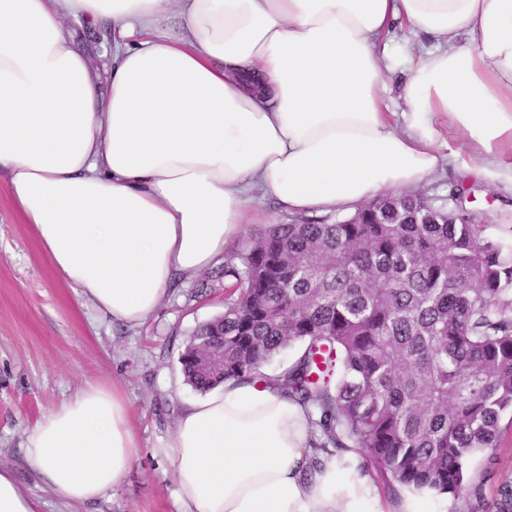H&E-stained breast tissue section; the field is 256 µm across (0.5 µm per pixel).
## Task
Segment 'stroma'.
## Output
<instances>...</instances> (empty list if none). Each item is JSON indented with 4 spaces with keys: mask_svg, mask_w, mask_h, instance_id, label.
<instances>
[{
    "mask_svg": "<svg viewBox=\"0 0 512 512\" xmlns=\"http://www.w3.org/2000/svg\"><path fill=\"white\" fill-rule=\"evenodd\" d=\"M474 185L471 208L488 235L512 254V191L441 168L421 191L447 201L459 181ZM224 311L218 268L180 282L143 325L113 322L54 274L31 225L25 224L0 174V467L40 512H181L177 462L162 452L180 410L198 396L179 355L194 330ZM116 385L129 403L139 450L122 483L103 499L72 508L55 498L28 462L25 441L43 415L88 383ZM497 449L472 463L460 499L432 497L436 512H486L500 482L512 478V419L502 418Z\"/></svg>",
    "mask_w": 512,
    "mask_h": 512,
    "instance_id": "obj_1",
    "label": "stroma"
}]
</instances>
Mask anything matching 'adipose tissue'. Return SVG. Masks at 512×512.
I'll return each instance as SVG.
<instances>
[{
	"mask_svg": "<svg viewBox=\"0 0 512 512\" xmlns=\"http://www.w3.org/2000/svg\"><path fill=\"white\" fill-rule=\"evenodd\" d=\"M107 27L104 71L69 20ZM403 21L390 110L379 43ZM512 186V0H0V171L57 277L136 326L176 278L224 261L254 194L289 213L347 211L439 169ZM309 408L225 381L164 449L185 512H383L353 451L311 462ZM26 456L66 504L119 486L137 455L126 399L90 383L29 431ZM436 45V41L422 34L413 32L408 26H397L387 52L391 56H397L404 51L412 49H429Z\"/></svg>",
	"mask_w": 512,
	"mask_h": 512,
	"instance_id": "adipose-tissue-1",
	"label": "adipose tissue"
}]
</instances>
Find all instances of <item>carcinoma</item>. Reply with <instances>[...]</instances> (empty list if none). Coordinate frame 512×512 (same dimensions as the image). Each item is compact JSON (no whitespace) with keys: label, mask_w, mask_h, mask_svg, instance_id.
Listing matches in <instances>:
<instances>
[{"label":"carcinoma","mask_w":512,"mask_h":512,"mask_svg":"<svg viewBox=\"0 0 512 512\" xmlns=\"http://www.w3.org/2000/svg\"><path fill=\"white\" fill-rule=\"evenodd\" d=\"M420 197L385 195L372 224L362 206L249 236L224 259L223 315L194 331L180 364L200 393L258 378L312 407L315 451L358 449L392 494L457 498L512 412V256L486 225ZM213 341L224 369L203 370L196 352ZM295 343L291 364L264 372ZM495 512H512V481Z\"/></svg>","instance_id":"1"}]
</instances>
